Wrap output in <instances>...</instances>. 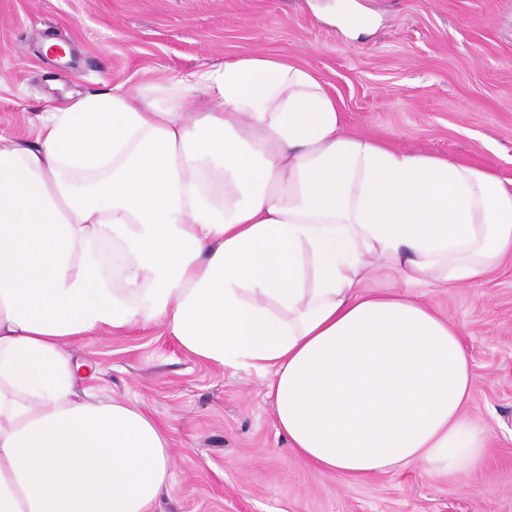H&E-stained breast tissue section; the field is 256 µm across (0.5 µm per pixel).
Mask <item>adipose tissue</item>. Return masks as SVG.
Here are the masks:
<instances>
[{
    "label": "adipose tissue",
    "instance_id": "obj_1",
    "mask_svg": "<svg viewBox=\"0 0 512 512\" xmlns=\"http://www.w3.org/2000/svg\"><path fill=\"white\" fill-rule=\"evenodd\" d=\"M210 112L97 94L0 137V512H153L166 429L80 395L68 343L157 321L266 380L277 428L340 479L482 464L460 330L396 290L512 253V179L348 133L319 75L245 55L194 73ZM120 242V279L99 245Z\"/></svg>",
    "mask_w": 512,
    "mask_h": 512
}]
</instances>
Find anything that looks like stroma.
I'll use <instances>...</instances> for the list:
<instances>
[{"mask_svg":"<svg viewBox=\"0 0 512 512\" xmlns=\"http://www.w3.org/2000/svg\"><path fill=\"white\" fill-rule=\"evenodd\" d=\"M0 0V136L36 143V116L130 93L202 112L189 74L266 54L315 71L347 131L512 178V0ZM408 287L456 325L489 436L476 470L420 464L359 479L317 473L278 433L264 379L196 359L158 322L72 343L76 388L169 427L175 486L155 512H512V254L483 281Z\"/></svg>","mask_w":512,"mask_h":512,"instance_id":"35a3bbf8","label":"stroma"}]
</instances>
